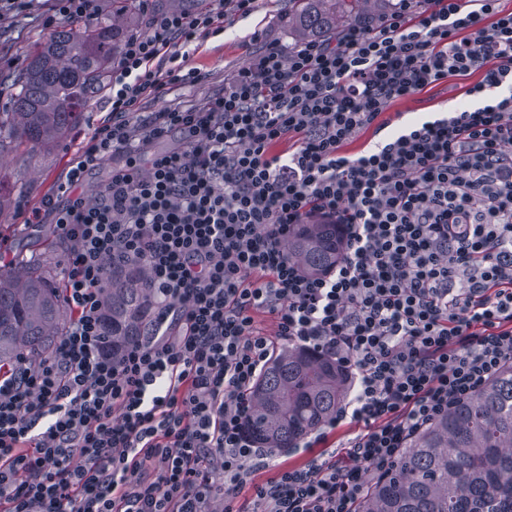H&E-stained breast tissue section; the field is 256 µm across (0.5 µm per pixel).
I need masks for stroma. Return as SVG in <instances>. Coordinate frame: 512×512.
I'll use <instances>...</instances> for the list:
<instances>
[{"mask_svg":"<svg viewBox=\"0 0 512 512\" xmlns=\"http://www.w3.org/2000/svg\"><path fill=\"white\" fill-rule=\"evenodd\" d=\"M288 8V0H257L249 17L227 18L223 32L200 40L186 59V68L199 71L201 81L168 86L161 97L145 99L143 111L156 112L222 93L225 81L267 43L276 42L287 48L299 45ZM51 13L52 0H30L23 12L0 16V103L14 92V81L26 59L51 33L52 28L46 23ZM477 80L474 74L452 76L420 93L394 99L380 119L396 127L432 112L467 108L471 104L467 90ZM107 97L103 91L91 98L81 125L59 143L34 152L20 144L0 153V191L7 198L0 207V242L16 256L27 258L41 253L55 241L52 225L25 227L27 212L55 191L69 164L80 155L85 141L106 117ZM354 431V426L344 424L328 433L325 442L317 447L276 450L269 467L254 471L251 480L265 483L276 478L281 468L299 466L330 453L352 437Z\"/></svg>","mask_w":512,"mask_h":512,"instance_id":"stroma-1","label":"stroma"}]
</instances>
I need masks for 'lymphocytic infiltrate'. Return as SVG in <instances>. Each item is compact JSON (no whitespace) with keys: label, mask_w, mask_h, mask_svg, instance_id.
<instances>
[{"label":"lymphocytic infiltrate","mask_w":512,"mask_h":512,"mask_svg":"<svg viewBox=\"0 0 512 512\" xmlns=\"http://www.w3.org/2000/svg\"><path fill=\"white\" fill-rule=\"evenodd\" d=\"M222 30L173 11L127 38L108 121L27 215L66 249L68 326L51 358L0 363V512H356L417 434L512 362V11L397 0L334 39L265 46L222 94L142 111L200 80L184 49ZM476 71L473 107L343 152L391 100ZM174 133L180 147L144 160ZM291 133L294 150L273 153ZM116 152L123 167L87 196ZM299 224L336 227L341 255L320 275L288 253ZM128 263L156 305L116 356L103 290ZM281 342L347 371L329 425L357 430L242 504L271 457L245 429L248 394Z\"/></svg>","instance_id":"f902f5d3"}]
</instances>
